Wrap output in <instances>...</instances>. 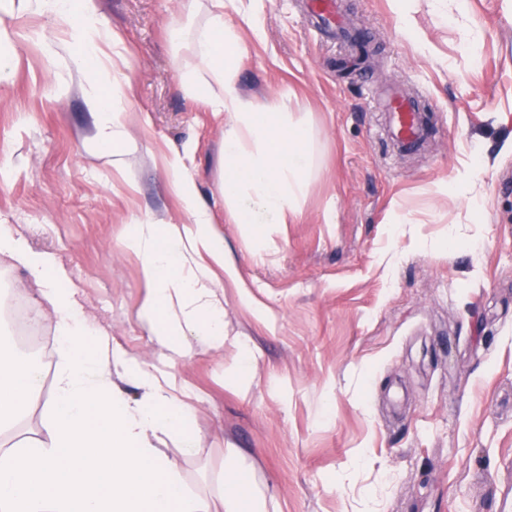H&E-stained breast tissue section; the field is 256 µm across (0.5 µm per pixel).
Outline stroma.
<instances>
[{
  "mask_svg": "<svg viewBox=\"0 0 512 512\" xmlns=\"http://www.w3.org/2000/svg\"><path fill=\"white\" fill-rule=\"evenodd\" d=\"M252 4L224 0L243 52L234 81L258 104L290 96L308 130L293 219H224V126L183 85L210 0H99L129 61L133 146L119 165L89 144L95 116L67 24L34 0H0L12 64L0 154L15 161L0 176V225L57 257L90 328L174 372L199 452L171 435L155 445L191 486L233 446L276 512H512V0H466L459 21L433 0L403 14L393 0H340L378 49L349 67L305 0H261L260 39L241 20ZM391 83L431 114L419 151H398L385 131L378 93ZM181 149L235 266L224 326L258 350L238 382L226 374L233 349L192 337L170 363L137 316L145 283L127 238L139 219L187 222L167 174ZM0 287L55 336L25 269L0 265ZM39 364L25 424L37 433L55 349L41 346Z\"/></svg>",
  "mask_w": 512,
  "mask_h": 512,
  "instance_id": "stroma-1",
  "label": "stroma"
}]
</instances>
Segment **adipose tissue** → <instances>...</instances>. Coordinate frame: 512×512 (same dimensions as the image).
Listing matches in <instances>:
<instances>
[{"label": "adipose tissue", "mask_w": 512, "mask_h": 512, "mask_svg": "<svg viewBox=\"0 0 512 512\" xmlns=\"http://www.w3.org/2000/svg\"><path fill=\"white\" fill-rule=\"evenodd\" d=\"M206 33L195 45L198 69L188 88L215 117H227L221 155L222 192L232 224H284L295 215L311 159L306 129L293 121L287 97L265 105L244 99L232 74L240 56L224 0H211ZM40 9L73 20L82 53L75 66L96 117L98 150L120 157L129 140L119 98L102 96L97 79L104 48L123 60L121 41L99 12L97 0H37ZM256 143L245 151V140ZM171 187L189 223L139 221L128 244L141 257L147 293L138 317L177 358L193 336L209 350L237 353L230 372L240 380L256 360L245 340L230 341L224 327V288L215 274H233L224 241L213 235L210 210L197 199L194 180L180 155L168 161ZM27 270L42 303L53 313L60 339L53 376L52 409L45 437L9 438L29 401L40 391L38 363L0 355V512H270V500L255 484L244 453L225 451L213 488H189L153 441L179 436L185 454L197 451L188 430L193 410L173 373L112 344L103 331H90L70 288L67 273L48 252L32 249L9 225L0 226V262ZM133 383L129 395L119 379Z\"/></svg>", "instance_id": "1"}]
</instances>
